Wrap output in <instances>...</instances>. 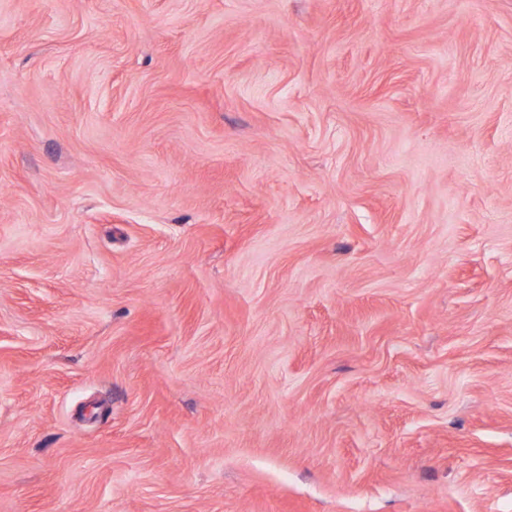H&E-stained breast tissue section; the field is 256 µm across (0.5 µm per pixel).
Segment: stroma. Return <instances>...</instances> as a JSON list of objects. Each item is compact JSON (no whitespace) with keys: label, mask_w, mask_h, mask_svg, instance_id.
Returning <instances> with one entry per match:
<instances>
[{"label":"stroma","mask_w":512,"mask_h":512,"mask_svg":"<svg viewBox=\"0 0 512 512\" xmlns=\"http://www.w3.org/2000/svg\"><path fill=\"white\" fill-rule=\"evenodd\" d=\"M0 512H512V0H0Z\"/></svg>","instance_id":"obj_1"}]
</instances>
